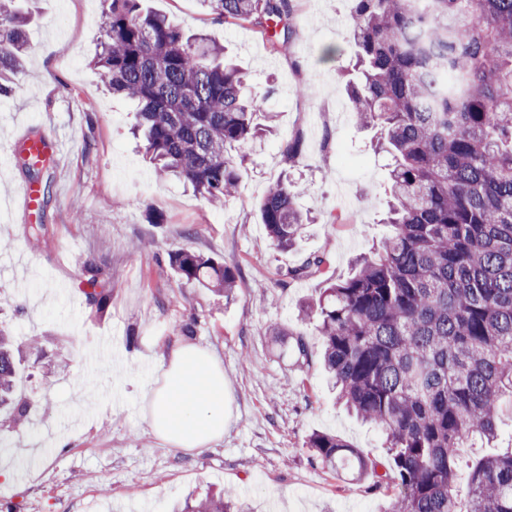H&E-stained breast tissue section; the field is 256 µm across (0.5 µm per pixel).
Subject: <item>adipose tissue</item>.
Wrapping results in <instances>:
<instances>
[{
	"mask_svg": "<svg viewBox=\"0 0 512 512\" xmlns=\"http://www.w3.org/2000/svg\"><path fill=\"white\" fill-rule=\"evenodd\" d=\"M163 380L148 395L145 420L157 438L175 448L202 449L224 436V367L208 350L174 347L161 364Z\"/></svg>",
	"mask_w": 512,
	"mask_h": 512,
	"instance_id": "adipose-tissue-1",
	"label": "adipose tissue"
}]
</instances>
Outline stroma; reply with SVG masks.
Returning a JSON list of instances; mask_svg holds the SVG:
<instances>
[{
  "instance_id": "obj_1",
  "label": "stroma",
  "mask_w": 512,
  "mask_h": 512,
  "mask_svg": "<svg viewBox=\"0 0 512 512\" xmlns=\"http://www.w3.org/2000/svg\"><path fill=\"white\" fill-rule=\"evenodd\" d=\"M148 9L223 45L249 91L274 114L273 135L247 144L236 195L213 207L178 179L159 176L133 138L130 103L112 98L92 60L99 50L102 0H26L31 14L26 68L0 99V142L37 130L65 143L61 164L44 169L40 208L27 213L18 190L28 177L19 156L0 161V326L20 348L24 424L0 417V494L20 512H168L209 487L227 488L252 512H385L391 489L371 477L316 464L312 433L336 435L378 463L384 438L337 403L321 365V338L301 320L303 303L389 233L387 157L376 132L359 127L344 84L355 57L352 0H294L289 50H270L257 29L218 22L200 0H146ZM300 139L288 165L284 147ZM303 185L311 212L295 247L274 248L259 204L278 180ZM44 225L38 243L28 226ZM146 242L140 254L130 243ZM189 249L235 273L233 297L178 279L170 255ZM323 256L316 277L286 271ZM112 298L90 305V276ZM195 319V333L180 327ZM304 334L314 352L303 364L280 334ZM114 337L112 394L90 385L82 360L102 334ZM39 352H30L29 339ZM211 350L224 366L229 422L201 450L174 448L148 429L142 390L176 345Z\"/></svg>"
}]
</instances>
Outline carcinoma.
Instances as JSON below:
<instances>
[{"mask_svg":"<svg viewBox=\"0 0 512 512\" xmlns=\"http://www.w3.org/2000/svg\"><path fill=\"white\" fill-rule=\"evenodd\" d=\"M106 4L93 60L112 94L135 104L136 132L162 176L213 204L232 196L245 160L233 151L264 128L244 77L224 46L186 34L140 0ZM226 21L247 22L275 49L293 34V0H200ZM23 0H0V97L14 92L27 50ZM357 78L347 95L362 126L381 125L390 157V201L381 223L392 233L347 278L329 283L301 314L322 337L332 389L386 437L377 463L336 435L313 433L322 467L372 470L373 487L394 489L388 512H512V450L471 465L457 491L458 450L498 438L499 412L512 398V0H353ZM298 184L273 185L261 204L275 248L292 249L308 214ZM179 279L229 297L235 275L181 249ZM311 255L288 279L322 271ZM86 292L104 306L112 290ZM282 345L306 363L302 335ZM17 348L0 328V410L25 419L16 400ZM176 512H250L230 491L207 492Z\"/></svg>","mask_w":512,"mask_h":512,"instance_id":"1","label":"carcinoma"}]
</instances>
